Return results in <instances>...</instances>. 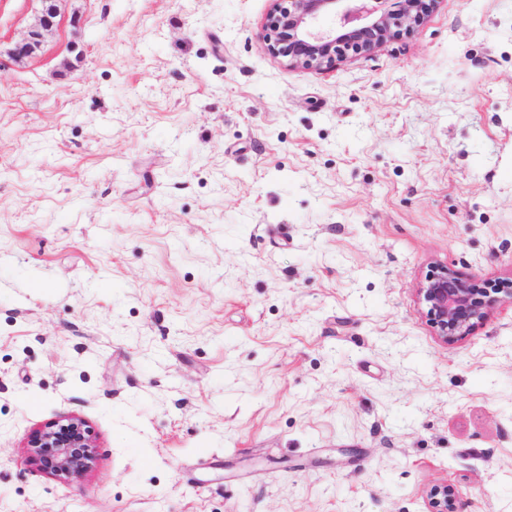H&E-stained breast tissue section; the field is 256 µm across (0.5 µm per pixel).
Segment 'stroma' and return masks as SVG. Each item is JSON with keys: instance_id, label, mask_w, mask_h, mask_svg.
Masks as SVG:
<instances>
[{"instance_id": "obj_1", "label": "stroma", "mask_w": 512, "mask_h": 512, "mask_svg": "<svg viewBox=\"0 0 512 512\" xmlns=\"http://www.w3.org/2000/svg\"><path fill=\"white\" fill-rule=\"evenodd\" d=\"M272 0H0V512H512V0L285 67ZM82 417L79 481L28 461ZM57 0H41L42 10L37 23L28 31L27 35L16 42L8 51L9 57L14 61H23L30 58L41 48L45 35L55 26L58 16ZM417 299L437 337L445 343L468 336L485 320L493 304L500 301L487 288L448 267L426 277L417 288ZM428 512H460L459 498L452 484L433 485L426 493Z\"/></svg>"}]
</instances>
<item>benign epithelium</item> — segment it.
<instances>
[{"label": "benign epithelium", "mask_w": 512, "mask_h": 512, "mask_svg": "<svg viewBox=\"0 0 512 512\" xmlns=\"http://www.w3.org/2000/svg\"><path fill=\"white\" fill-rule=\"evenodd\" d=\"M37 23L8 51L14 61H23L41 48L45 35L55 26L56 0H41ZM438 0H273L262 26L264 50L290 69L325 71L358 57L383 50L387 44L420 27L436 8ZM323 15L337 18V25L317 27ZM422 311L436 336L454 343L485 320L497 302L487 288L441 268L417 288ZM28 457L39 469L54 477L80 479L96 463L90 427L78 416L65 415L31 433ZM428 512H460L452 484L432 486L426 493Z\"/></svg>", "instance_id": "obj_1"}]
</instances>
